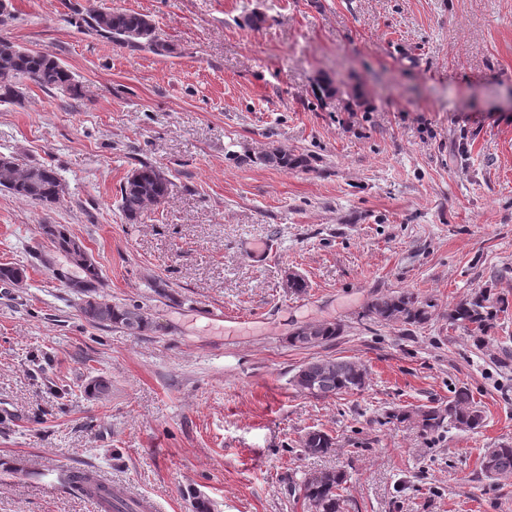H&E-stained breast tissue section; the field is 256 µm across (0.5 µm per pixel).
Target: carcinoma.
<instances>
[{"label":"carcinoma","mask_w":512,"mask_h":512,"mask_svg":"<svg viewBox=\"0 0 512 512\" xmlns=\"http://www.w3.org/2000/svg\"><path fill=\"white\" fill-rule=\"evenodd\" d=\"M86 26L118 45L137 42V46L153 51L168 50L157 35L156 26L147 16L130 10L94 11L84 20ZM51 91L59 90L75 98L80 89L72 73L56 58L45 53L22 48L0 39V103H23V82ZM264 164L293 171L306 167L307 160L300 154L276 148L257 157ZM169 179L158 167L144 163L135 169L120 185L118 207L129 221L137 219L145 206L161 203L168 191ZM0 187L13 195L42 205L55 204L64 192L62 181L54 167L47 164H22L12 155L0 154ZM41 233L59 251L67 248L73 236L62 224L41 225ZM68 286L76 283L89 290L102 286L101 273L95 262H84L79 255L71 257L69 267L55 272ZM431 304L412 292L381 295L373 299L366 316L379 322L423 325L430 320ZM504 298L494 296L481 288L448 312V321L479 341L493 328L500 312L504 311ZM81 313L92 324L118 326L133 334L150 329L151 321L141 309L114 304L109 300L91 305L84 303ZM342 333L338 322L322 321L296 328L289 336V344L299 348L320 346L336 339ZM368 381L363 364L352 359L322 358L304 364L293 379L298 390L315 397H335L362 390ZM391 416L398 421H414L424 432H436L450 424L468 430L478 429L483 422V411L475 404L470 393L458 390L448 407H429L414 412L395 410ZM305 451L311 455H324L333 446V437L320 429L306 432ZM483 473L489 479L512 474V446L489 448L482 459ZM65 484L97 500L104 512H137L136 505L128 504L116 496L110 487L82 471L62 475ZM347 475L343 471L323 470L306 474L297 483L300 496L310 512H347V500L340 493Z\"/></svg>","instance_id":"cac0c4a2"}]
</instances>
